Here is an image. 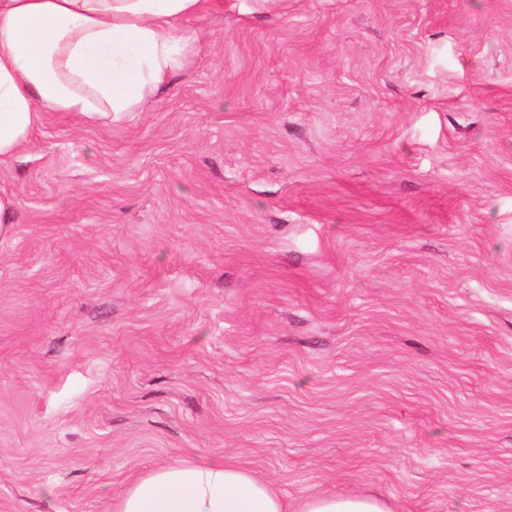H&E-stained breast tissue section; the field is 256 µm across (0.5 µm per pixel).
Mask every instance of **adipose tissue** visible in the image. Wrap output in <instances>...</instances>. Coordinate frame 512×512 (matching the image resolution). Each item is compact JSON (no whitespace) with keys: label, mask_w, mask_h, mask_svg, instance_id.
Instances as JSON below:
<instances>
[{"label":"adipose tissue","mask_w":512,"mask_h":512,"mask_svg":"<svg viewBox=\"0 0 512 512\" xmlns=\"http://www.w3.org/2000/svg\"><path fill=\"white\" fill-rule=\"evenodd\" d=\"M224 0H0V162L45 111L101 125L148 106L196 36L188 18ZM112 512H286L264 479L224 459L177 460L131 479ZM299 512H390L366 494L317 495Z\"/></svg>","instance_id":"ef3b65f1"}]
</instances>
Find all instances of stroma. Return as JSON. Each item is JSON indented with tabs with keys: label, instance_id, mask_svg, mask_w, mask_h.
Here are the masks:
<instances>
[{
	"label": "stroma",
	"instance_id": "1",
	"mask_svg": "<svg viewBox=\"0 0 512 512\" xmlns=\"http://www.w3.org/2000/svg\"><path fill=\"white\" fill-rule=\"evenodd\" d=\"M152 104L0 164V512L223 458L289 512H512V0H224ZM298 512H390L386 502L366 494L317 495L306 500Z\"/></svg>",
	"mask_w": 512,
	"mask_h": 512
}]
</instances>
